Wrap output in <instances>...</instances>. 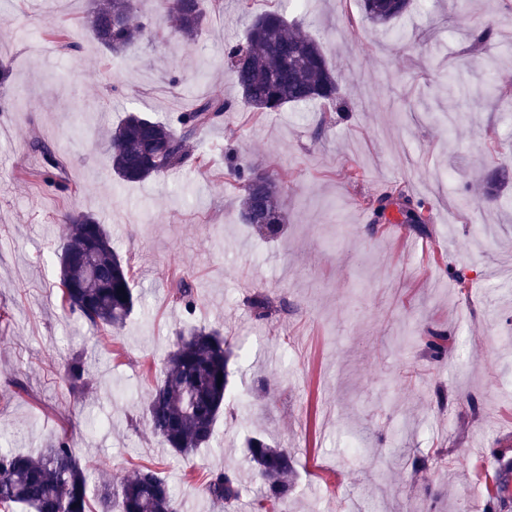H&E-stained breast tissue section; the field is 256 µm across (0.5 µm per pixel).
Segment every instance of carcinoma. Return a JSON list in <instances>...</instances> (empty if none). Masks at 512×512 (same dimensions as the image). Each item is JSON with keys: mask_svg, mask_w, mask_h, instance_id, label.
Instances as JSON below:
<instances>
[{"mask_svg": "<svg viewBox=\"0 0 512 512\" xmlns=\"http://www.w3.org/2000/svg\"><path fill=\"white\" fill-rule=\"evenodd\" d=\"M136 0H94L87 16L90 35L118 55L151 33L154 21H133ZM411 0H361L365 20L387 26L407 12ZM158 13L172 20L174 32L190 40L216 0H157ZM224 53L240 92L233 103L218 96L197 99L174 123L130 112L110 135L109 153L115 176L128 183L145 181L185 166L188 142L198 132L218 123L224 113L241 105L249 112H279L287 106L323 102L342 111L339 83L320 44L303 30V23L267 12L256 15L242 43H229ZM43 169L38 176L47 184L63 183L64 168L50 147L42 146ZM227 175L243 192L241 217L264 237H276L287 223L281 208L278 177L241 162L229 163ZM398 205L404 221L420 233L428 230L424 205L395 185L377 200L376 213ZM65 234L58 245L62 298L91 327L111 331L124 324L138 297L131 288V266L112 248V239L95 217L67 216ZM195 285L179 277L173 299L188 311L195 304ZM255 319L267 321L282 305L266 294L248 299ZM431 359L448 354V335L427 330L416 337ZM231 342L215 329L192 326L177 333L176 342L151 388L144 416L151 432L175 453L189 458L209 446L218 418L224 412L230 384ZM70 388L86 386L85 363L72 358L67 369ZM251 469L262 489L251 512H270L288 499L294 464L286 448H274L264 438L246 442ZM496 494L484 512H504L506 486L496 478ZM204 494L229 506L243 495V483L230 468L207 474ZM100 512H180V503L168 482L146 467L112 481H103L98 498ZM16 506L27 512H88L89 476L67 435L51 440L38 455L0 448V507Z\"/></svg>", "mask_w": 512, "mask_h": 512, "instance_id": "obj_1", "label": "carcinoma"}]
</instances>
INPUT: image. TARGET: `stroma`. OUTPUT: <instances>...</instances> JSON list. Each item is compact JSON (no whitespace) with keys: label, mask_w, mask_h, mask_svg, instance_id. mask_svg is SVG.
Segmentation results:
<instances>
[{"label":"stroma","mask_w":512,"mask_h":512,"mask_svg":"<svg viewBox=\"0 0 512 512\" xmlns=\"http://www.w3.org/2000/svg\"><path fill=\"white\" fill-rule=\"evenodd\" d=\"M87 6L0 0V448L65 432L91 479L151 467L182 512H250L255 484L225 508L198 476L250 470L242 443L259 434L295 459L282 512H483L512 471V205L482 196L496 169L512 172V0H413L389 35L358 0H221L187 45L141 0L160 30L116 58L82 25ZM268 11L322 45L345 106L335 124L320 127V103L237 108L190 141L184 168L118 180L112 128L130 112L171 122L198 98L238 99L224 46ZM484 27L486 46L473 39ZM452 76L463 94L448 93ZM36 138L58 147L67 189L42 187ZM233 159L278 174L277 239L243 224ZM396 182L429 204V236L393 232V208L374 219ZM73 211L105 224L132 267L138 303L108 338L62 303L56 247ZM179 273L197 285L194 312L172 301ZM258 292L283 312L255 320ZM187 323L220 329L245 361L210 447L184 458L143 409ZM427 329L447 332L445 360L411 340ZM76 355L80 395L66 379Z\"/></svg>","instance_id":"1"}]
</instances>
